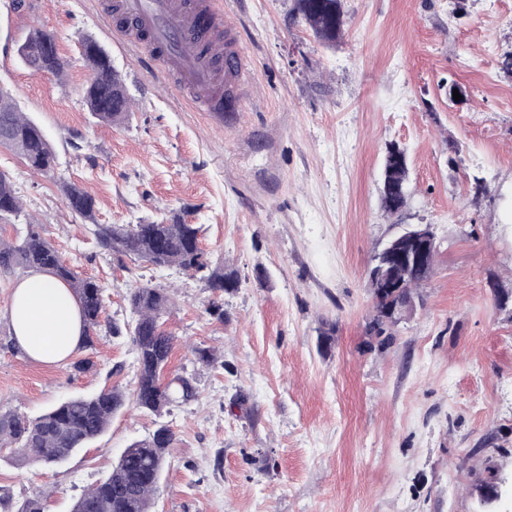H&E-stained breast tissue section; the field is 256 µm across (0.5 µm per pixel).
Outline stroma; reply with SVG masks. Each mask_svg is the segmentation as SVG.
<instances>
[{
	"label": "stroma",
	"mask_w": 512,
	"mask_h": 512,
	"mask_svg": "<svg viewBox=\"0 0 512 512\" xmlns=\"http://www.w3.org/2000/svg\"><path fill=\"white\" fill-rule=\"evenodd\" d=\"M110 2L0 0V88L57 154L54 172L37 175L0 148L22 204L0 217V237L35 228L106 299L93 348L38 363L15 349L8 312L27 271H0V411L33 418L111 385L126 396L107 432L61 465L0 447V495L47 490L46 512H70L164 425L174 443L153 512H483L477 485L489 473L499 512H512V76L501 68L512 0H344L333 47L292 20V0H221L250 69L244 111L222 120L143 69L102 16ZM35 28L56 33L63 76L18 60ZM84 35L124 79V125L98 122L83 101ZM452 82L460 101L448 99ZM392 143L409 165L397 215L381 207ZM70 181L94 197L101 224L183 214L239 287L217 294L180 269L103 251L65 200ZM405 224L431 225L436 269L382 347L366 334L367 269ZM146 283L174 298L166 375L198 389L159 416L135 404L130 336L108 328L132 320L127 297ZM197 348L217 363L198 364ZM82 359L91 367L76 370Z\"/></svg>",
	"instance_id": "obj_1"
}]
</instances>
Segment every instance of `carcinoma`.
<instances>
[{"instance_id": "carcinoma-1", "label": "carcinoma", "mask_w": 512, "mask_h": 512, "mask_svg": "<svg viewBox=\"0 0 512 512\" xmlns=\"http://www.w3.org/2000/svg\"><path fill=\"white\" fill-rule=\"evenodd\" d=\"M293 15L327 46L336 44L343 35V0H293ZM57 42L55 33L35 29L22 42L18 58L34 74L50 70L60 76L64 69L56 67ZM82 49L93 71L84 95L90 112L112 125L126 122L129 96L121 74L96 41L83 39ZM0 146L19 153L35 173L47 174L55 169L56 154L43 130L26 118L11 97L2 92ZM401 155L403 151L397 145L387 148L381 201L383 210L390 215L402 212L408 200L407 168L398 160ZM64 194L74 211L94 219V199L83 187L68 182L64 184ZM20 211L21 202L14 184L8 174L0 171V216ZM91 233L100 248L118 257L135 255L158 268L202 272L208 287L216 291L227 292L239 287L235 270L209 268L199 246L200 227L185 223L177 215L147 224L95 222ZM435 263L434 253L425 263L414 266L385 264L380 261V253L374 254L368 276L373 299L368 335L391 337L394 322L388 310L414 299L433 276ZM16 266L50 273L70 288L83 321V347H92L105 308L104 288L94 280L79 277L59 251L32 229L25 237L14 241L0 237V269L11 270ZM128 304L135 319L123 326L112 323L110 332L114 336L127 332L132 337L138 378L135 396L139 408L160 415L179 401L186 403L195 399L194 379L179 376L165 384L161 382L174 344L173 336L161 322L170 306L167 292L144 285L130 292ZM124 404L125 394L117 387H110L90 396L71 398L32 419L0 412V447L14 445L22 461L57 466L103 434ZM172 443V433L165 426L156 429L149 438L133 442L110 473L74 501L72 512H151L152 495ZM43 497L41 493L28 498L15 508L10 500L0 497V509L3 512H43Z\"/></svg>"}]
</instances>
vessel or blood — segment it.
<instances>
[{"instance_id": "b4317fda", "label": "vessel or blood", "mask_w": 512, "mask_h": 512, "mask_svg": "<svg viewBox=\"0 0 512 512\" xmlns=\"http://www.w3.org/2000/svg\"><path fill=\"white\" fill-rule=\"evenodd\" d=\"M117 37L150 67L176 81L206 112L243 111V96L224 103L216 90L225 77H243L241 55L225 40L219 0H114Z\"/></svg>"}]
</instances>
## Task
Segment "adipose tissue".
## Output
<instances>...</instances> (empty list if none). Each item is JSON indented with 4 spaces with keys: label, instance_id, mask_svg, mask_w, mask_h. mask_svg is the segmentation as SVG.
<instances>
[{
    "label": "adipose tissue",
    "instance_id": "ef3b65f1",
    "mask_svg": "<svg viewBox=\"0 0 512 512\" xmlns=\"http://www.w3.org/2000/svg\"><path fill=\"white\" fill-rule=\"evenodd\" d=\"M9 315L15 344L29 359L57 364L81 344L83 329L77 301L52 275L34 272L19 282Z\"/></svg>",
    "mask_w": 512,
    "mask_h": 512
}]
</instances>
